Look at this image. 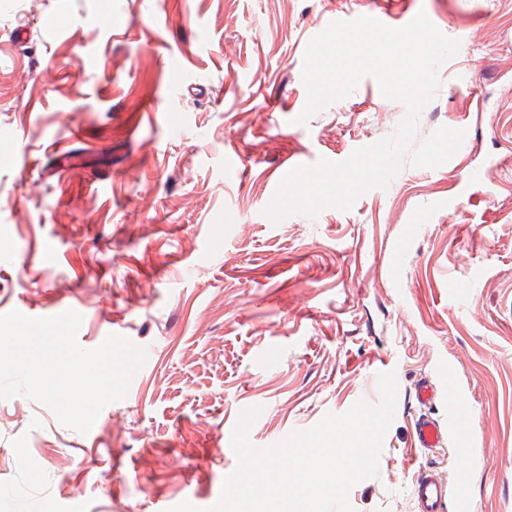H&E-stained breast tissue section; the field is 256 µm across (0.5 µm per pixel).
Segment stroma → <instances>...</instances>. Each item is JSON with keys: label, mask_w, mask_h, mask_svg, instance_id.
Segmentation results:
<instances>
[{"label": "stroma", "mask_w": 512, "mask_h": 512, "mask_svg": "<svg viewBox=\"0 0 512 512\" xmlns=\"http://www.w3.org/2000/svg\"><path fill=\"white\" fill-rule=\"evenodd\" d=\"M374 2L0 0V315L72 309L79 336L120 334L147 356L87 435L0 399V512L74 498L161 512L185 494L211 507L243 408H260L249 439L269 447L379 403L381 369L397 402L354 512H416L424 468L453 480L455 439H414L419 414L447 422L452 396L471 429V512H512V0H388L390 27L422 11L460 42L413 138L465 130L448 163L404 159L347 211L265 214L283 165L342 161L404 119L367 77L297 121L309 40ZM89 54L97 67H81Z\"/></svg>", "instance_id": "35a3bbf8"}]
</instances>
